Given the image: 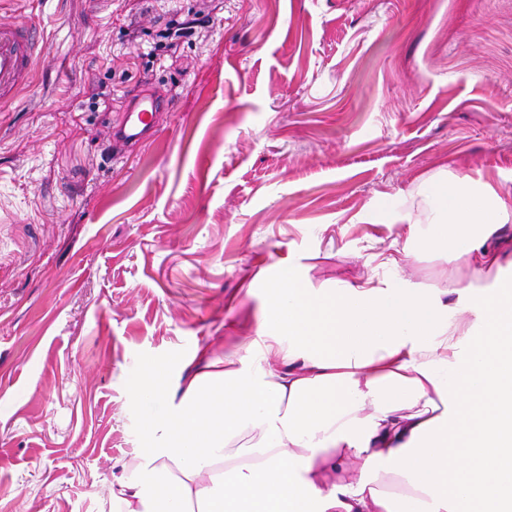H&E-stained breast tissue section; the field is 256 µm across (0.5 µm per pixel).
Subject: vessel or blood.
<instances>
[{
  "instance_id": "b4317fda",
  "label": "vessel or blood",
  "mask_w": 512,
  "mask_h": 512,
  "mask_svg": "<svg viewBox=\"0 0 512 512\" xmlns=\"http://www.w3.org/2000/svg\"><path fill=\"white\" fill-rule=\"evenodd\" d=\"M45 46L31 26L0 22V104L13 101L27 85ZM167 103L162 94L144 90L125 106L113 139L125 146L150 140L157 132V115Z\"/></svg>"
}]
</instances>
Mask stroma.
<instances>
[{"label":"stroma","instance_id":"stroma-1","mask_svg":"<svg viewBox=\"0 0 512 512\" xmlns=\"http://www.w3.org/2000/svg\"><path fill=\"white\" fill-rule=\"evenodd\" d=\"M0 20L47 45L0 106V512H110L144 446L132 382L239 351L255 277L436 288L441 260L387 266L390 216L445 175L512 206V0H0ZM147 86L171 107L118 156ZM207 16H202L201 11L195 13L191 18H185L183 21H173L167 28L165 36L167 38L176 39L182 36L190 35L193 30L205 24Z\"/></svg>","mask_w":512,"mask_h":512}]
</instances>
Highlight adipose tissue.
I'll return each instance as SVG.
<instances>
[{
    "instance_id": "obj_1",
    "label": "adipose tissue",
    "mask_w": 512,
    "mask_h": 512,
    "mask_svg": "<svg viewBox=\"0 0 512 512\" xmlns=\"http://www.w3.org/2000/svg\"><path fill=\"white\" fill-rule=\"evenodd\" d=\"M426 203L394 221L403 256H443V287L292 273L235 355L197 347L171 391L147 367V446L113 512H512V373L484 374L512 357L490 243L512 210L469 178L433 182Z\"/></svg>"
}]
</instances>
